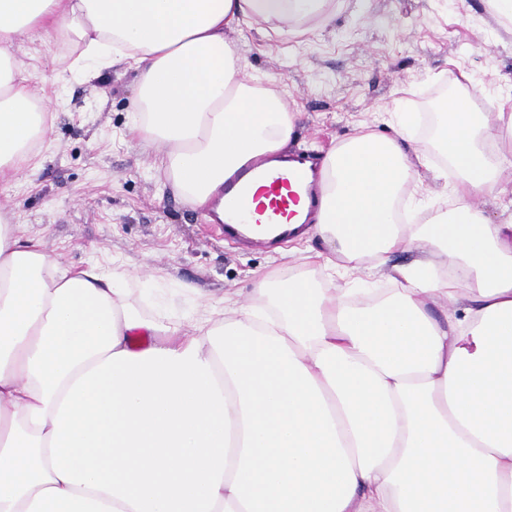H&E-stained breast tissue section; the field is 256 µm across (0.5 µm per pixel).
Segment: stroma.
<instances>
[{"instance_id": "35a3bbf8", "label": "stroma", "mask_w": 512, "mask_h": 512, "mask_svg": "<svg viewBox=\"0 0 512 512\" xmlns=\"http://www.w3.org/2000/svg\"><path fill=\"white\" fill-rule=\"evenodd\" d=\"M226 36L249 75L287 87L298 115L289 148L318 160L357 131L392 135L395 108L435 116L451 70L475 73L492 111L512 108V29L486 0H350L313 36L268 35L249 19ZM71 52L65 40L53 59L30 41L15 48L55 119L35 173L0 181V217L43 239L62 264L134 272L129 300L147 315L175 318L204 299L245 302L258 269L304 271L300 252L208 232L203 209L154 169L155 149L130 137L135 72L83 80L69 68Z\"/></svg>"}]
</instances>
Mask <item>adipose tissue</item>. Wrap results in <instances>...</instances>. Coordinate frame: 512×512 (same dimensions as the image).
<instances>
[{"label":"adipose tissue","instance_id":"adipose-tissue-1","mask_svg":"<svg viewBox=\"0 0 512 512\" xmlns=\"http://www.w3.org/2000/svg\"><path fill=\"white\" fill-rule=\"evenodd\" d=\"M337 0H0V171L44 142L45 99L14 49L69 38L72 70L137 74L132 129L189 203L202 206L252 154L285 151L296 115L253 82L224 35L249 18L276 34L325 28ZM323 162L308 264L347 274L388 266L371 301L307 275L257 272L232 312L205 303L162 320L128 301V273L71 267L0 224V512H134L52 469L53 420L71 385L112 353H183L199 341L231 419L221 512H512V218L478 198H512V151L489 150L511 112L443 104L433 139L395 115ZM456 169V206L401 224L395 206L433 154ZM415 253L390 265L395 251ZM454 303L435 319L433 308Z\"/></svg>","mask_w":512,"mask_h":512}]
</instances>
